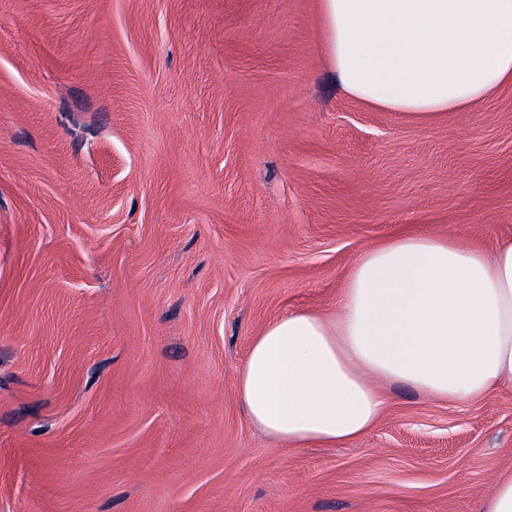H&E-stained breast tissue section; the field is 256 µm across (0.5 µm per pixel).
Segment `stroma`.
Instances as JSON below:
<instances>
[{"label": "stroma", "instance_id": "1", "mask_svg": "<svg viewBox=\"0 0 512 512\" xmlns=\"http://www.w3.org/2000/svg\"><path fill=\"white\" fill-rule=\"evenodd\" d=\"M401 233L512 237V85L423 128L340 90L319 0H0V512H478L511 391L301 449L236 394Z\"/></svg>", "mask_w": 512, "mask_h": 512}]
</instances>
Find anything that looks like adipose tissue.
<instances>
[{"label": "adipose tissue", "mask_w": 512, "mask_h": 512, "mask_svg": "<svg viewBox=\"0 0 512 512\" xmlns=\"http://www.w3.org/2000/svg\"><path fill=\"white\" fill-rule=\"evenodd\" d=\"M341 90L425 125L512 83V0H320ZM406 385L469 403L512 391V240L428 234L366 249L334 311H288L254 336L236 393L286 446H333L379 421Z\"/></svg>", "instance_id": "ef3b65f1"}]
</instances>
